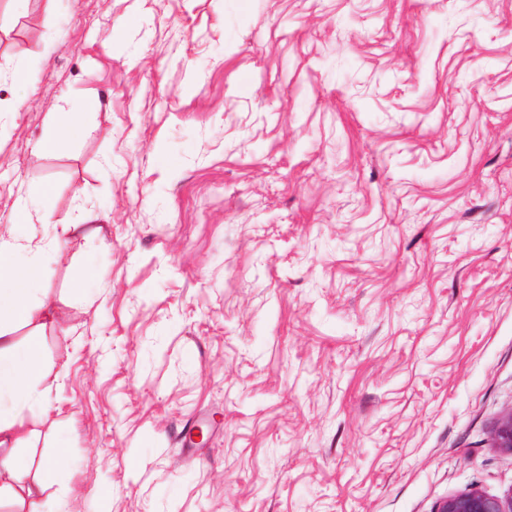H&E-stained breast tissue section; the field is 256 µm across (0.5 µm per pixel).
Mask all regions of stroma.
Returning <instances> with one entry per match:
<instances>
[{"instance_id": "35a3bbf8", "label": "stroma", "mask_w": 512, "mask_h": 512, "mask_svg": "<svg viewBox=\"0 0 512 512\" xmlns=\"http://www.w3.org/2000/svg\"><path fill=\"white\" fill-rule=\"evenodd\" d=\"M40 185L69 512L512 494V0H0V237ZM76 113L64 109L49 112L45 118L46 140L41 143V146H51L59 134H64L71 138L78 135L82 130V126L77 119ZM45 192V189L32 190L28 193L27 197L19 199L15 207L18 214L24 219H31L33 211L36 215V219L39 222V224H41L42 226L51 224V212L48 209H32L30 203V200L33 198V196L38 194H44Z\"/></svg>"}]
</instances>
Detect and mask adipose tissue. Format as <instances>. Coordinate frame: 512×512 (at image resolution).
Instances as JSON below:
<instances>
[{
    "label": "adipose tissue",
    "instance_id": "obj_1",
    "mask_svg": "<svg viewBox=\"0 0 512 512\" xmlns=\"http://www.w3.org/2000/svg\"><path fill=\"white\" fill-rule=\"evenodd\" d=\"M57 244V239L33 235L0 238V504H10L13 512H36L42 502L49 512H68L64 497L45 496L61 483L56 457L35 464L21 449L22 441L34 433L27 412L46 400L40 387L45 376L40 345L34 339L19 345L9 332L12 325L47 316V309L32 304L31 292L40 257Z\"/></svg>",
    "mask_w": 512,
    "mask_h": 512
}]
</instances>
